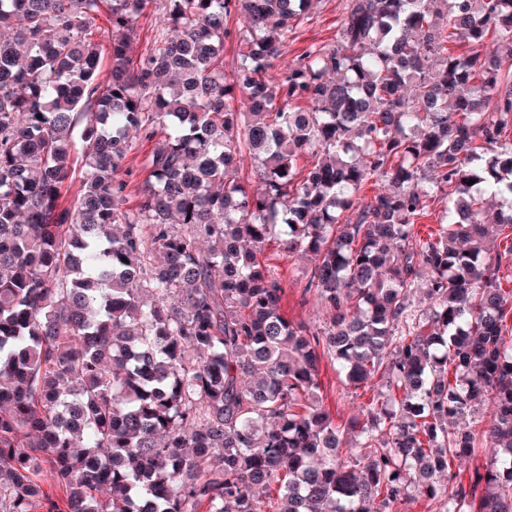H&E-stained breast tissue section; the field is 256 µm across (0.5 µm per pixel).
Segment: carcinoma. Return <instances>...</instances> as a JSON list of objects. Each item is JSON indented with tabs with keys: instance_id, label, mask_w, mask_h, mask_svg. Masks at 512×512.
<instances>
[{
	"instance_id": "carcinoma-1",
	"label": "carcinoma",
	"mask_w": 512,
	"mask_h": 512,
	"mask_svg": "<svg viewBox=\"0 0 512 512\" xmlns=\"http://www.w3.org/2000/svg\"><path fill=\"white\" fill-rule=\"evenodd\" d=\"M150 2L0 0V512H512V0H345L275 77L313 0H162L140 50ZM277 229L321 326L280 313ZM324 357L385 379L366 421L321 407ZM157 3L158 4H155V2H153L150 4V6L137 20L136 28L137 37H139V49L147 47L157 30L160 29L159 25L162 20V11L159 10L160 2L158 1ZM154 143L137 139L133 149L130 151L128 157L124 161L123 171L124 175L122 178L132 182L129 186V190L140 186L145 178V174L142 172V165L146 156L151 152V148Z\"/></svg>"
}]
</instances>
